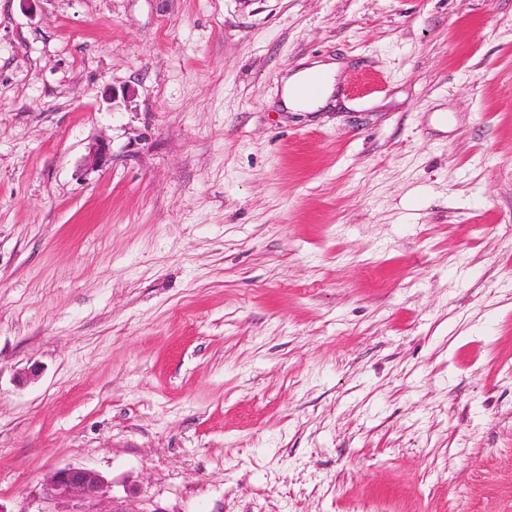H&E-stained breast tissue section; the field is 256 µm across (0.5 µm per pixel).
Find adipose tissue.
<instances>
[{"label": "adipose tissue", "mask_w": 512, "mask_h": 512, "mask_svg": "<svg viewBox=\"0 0 512 512\" xmlns=\"http://www.w3.org/2000/svg\"><path fill=\"white\" fill-rule=\"evenodd\" d=\"M337 66L317 63L283 81L282 106L291 112H314L325 106L334 91Z\"/></svg>", "instance_id": "obj_1"}]
</instances>
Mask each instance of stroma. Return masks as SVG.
<instances>
[{"label":"stroma","instance_id":"stroma-1","mask_svg":"<svg viewBox=\"0 0 512 512\" xmlns=\"http://www.w3.org/2000/svg\"><path fill=\"white\" fill-rule=\"evenodd\" d=\"M68 465L512 512V0H0V506ZM336 69V63H317L287 76L283 81V108L291 112H317L333 94ZM313 75L319 76L321 83L317 96L311 99L303 96L300 91Z\"/></svg>","mask_w":512,"mask_h":512}]
</instances>
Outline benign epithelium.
I'll list each match as a JSON object with an SVG mask.
<instances>
[{
  "instance_id": "1",
  "label": "benign epithelium",
  "mask_w": 512,
  "mask_h": 512,
  "mask_svg": "<svg viewBox=\"0 0 512 512\" xmlns=\"http://www.w3.org/2000/svg\"><path fill=\"white\" fill-rule=\"evenodd\" d=\"M110 158V149L106 142L95 141L87 147L83 158L84 166L95 169L105 165ZM110 483L98 471L65 466L56 469L42 484L44 499L55 502H75L81 508L74 512H139L134 506L136 492H130L124 505H114L111 509H100L98 505L108 499Z\"/></svg>"
}]
</instances>
